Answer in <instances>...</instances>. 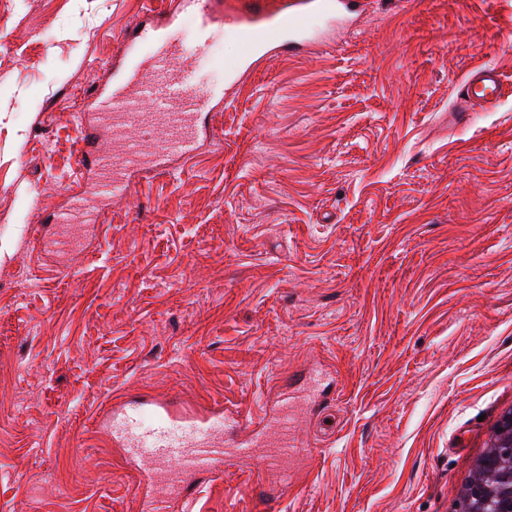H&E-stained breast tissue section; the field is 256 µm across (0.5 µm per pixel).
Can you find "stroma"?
<instances>
[{
  "mask_svg": "<svg viewBox=\"0 0 512 512\" xmlns=\"http://www.w3.org/2000/svg\"><path fill=\"white\" fill-rule=\"evenodd\" d=\"M162 0H0V512H141L95 411L125 393L258 417L307 368L334 429L265 477L279 512H460L512 411V0H368L356 27L242 70L175 171L90 198L76 114ZM504 94L449 120L459 84ZM84 196L91 222L57 223ZM228 462L194 506L265 512ZM502 75L495 67H476L461 84L459 95L465 102L493 107L502 97Z\"/></svg>",
  "mask_w": 512,
  "mask_h": 512,
  "instance_id": "stroma-1",
  "label": "stroma"
}]
</instances>
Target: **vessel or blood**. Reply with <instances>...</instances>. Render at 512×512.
<instances>
[{
    "mask_svg": "<svg viewBox=\"0 0 512 512\" xmlns=\"http://www.w3.org/2000/svg\"><path fill=\"white\" fill-rule=\"evenodd\" d=\"M196 19L194 43L181 35L180 10H165L155 23L135 24L123 36L117 56L120 65L112 82L93 100L94 111L110 115L108 126L81 125L79 163L97 174L96 192L104 198L123 195L132 172H166L191 158L202 137L200 113L216 97L186 64L187 55L206 49L217 22L229 25L251 55L276 51L294 55L320 39L310 25L319 18L325 28L354 21L364 0H249L244 11L222 12L218 0H186ZM463 101L485 107L503 94L502 76L493 67H476L463 81ZM156 108L144 110V100ZM140 128L154 141L143 152L132 129ZM107 137L118 144L116 154L101 152ZM101 430L112 433L114 447L125 449L135 489L165 482L179 498H192L202 479L223 472L227 458L255 461L267 470L297 456L301 446L292 436L295 418L289 402L265 407L260 421L249 420L220 404L199 411L178 398L139 402L125 397L96 412Z\"/></svg>",
    "mask_w": 512,
    "mask_h": 512,
    "instance_id": "obj_1",
    "label": "vessel or blood"
}]
</instances>
